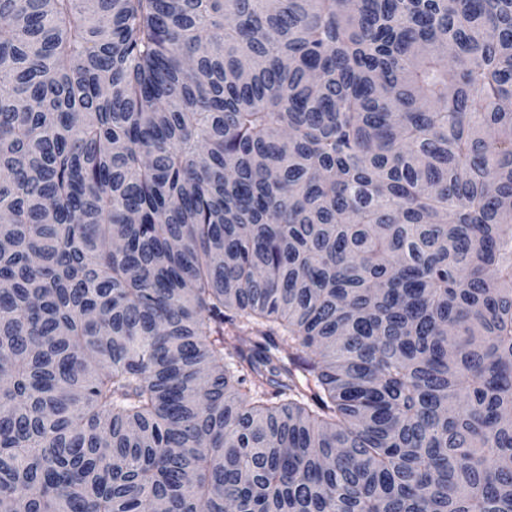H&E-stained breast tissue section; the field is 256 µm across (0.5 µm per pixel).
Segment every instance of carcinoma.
I'll use <instances>...</instances> for the list:
<instances>
[{
    "label": "carcinoma",
    "instance_id": "cac0c4a2",
    "mask_svg": "<svg viewBox=\"0 0 512 512\" xmlns=\"http://www.w3.org/2000/svg\"><path fill=\"white\" fill-rule=\"evenodd\" d=\"M1 239L0 512H512V0H0Z\"/></svg>",
    "mask_w": 512,
    "mask_h": 512
}]
</instances>
